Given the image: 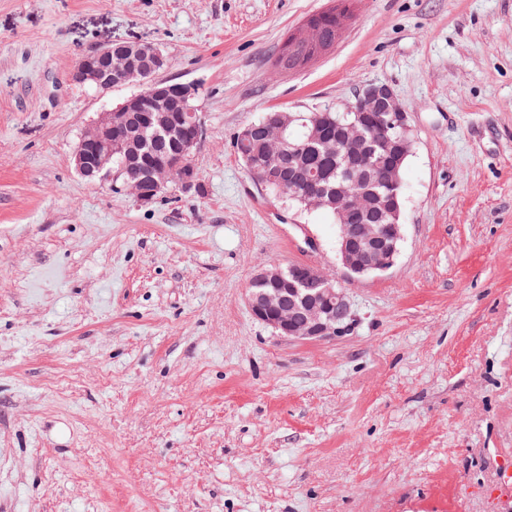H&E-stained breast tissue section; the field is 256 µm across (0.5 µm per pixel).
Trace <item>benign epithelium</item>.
<instances>
[{"label": "benign epithelium", "mask_w": 512, "mask_h": 512, "mask_svg": "<svg viewBox=\"0 0 512 512\" xmlns=\"http://www.w3.org/2000/svg\"><path fill=\"white\" fill-rule=\"evenodd\" d=\"M167 66L161 49L141 41H118L83 55L73 71V80L107 91L113 85L139 83L143 90L98 117L85 129L72 154V163L85 179L112 183V154L133 149L124 140L123 131L136 121L142 130L180 129L179 152L158 156L148 168L149 178H138L140 171L128 172L134 182H126L127 191L144 205L154 203L170 186L193 188L198 172L189 162L203 138V127L189 108L198 88L193 83L157 80L155 75ZM326 115L317 111L303 113L275 110L258 124L244 126L237 139L248 142L258 136L275 151L246 159V168L259 183L273 178L274 164L283 150L294 153L309 143L325 145L338 158H350L354 168L333 190L310 174L299 178H279L281 193L301 196L310 209L330 206L338 219L339 259L351 276L365 277L389 269L398 254L402 225L357 224L368 213L369 199L376 194L373 185L383 189L385 210L399 218L398 197L402 187L401 163L411 150L408 113L391 86L371 83L365 86L336 122V139H324ZM304 129L305 140L295 144L288 131ZM247 303L252 316L278 336L292 341H318L341 333L351 319V304L346 293L337 288L331 276L309 263L286 269L270 265L252 278Z\"/></svg>", "instance_id": "benign-epithelium-1"}]
</instances>
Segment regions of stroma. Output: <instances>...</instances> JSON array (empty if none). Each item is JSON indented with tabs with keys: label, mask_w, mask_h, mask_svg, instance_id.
I'll use <instances>...</instances> for the list:
<instances>
[{
	"label": "stroma",
	"mask_w": 512,
	"mask_h": 512,
	"mask_svg": "<svg viewBox=\"0 0 512 512\" xmlns=\"http://www.w3.org/2000/svg\"><path fill=\"white\" fill-rule=\"evenodd\" d=\"M335 43L277 64L310 16ZM156 43L198 86L200 187L150 205L71 154L139 92L70 79ZM409 114L394 265L347 277L326 213L254 182L235 137L271 110ZM313 263L343 334L277 336L257 269ZM512 0H0V512H512ZM289 38L281 46L278 54L277 62L279 66L285 70L297 69L306 65L312 57L314 58L319 53V47L313 44H300L293 47L288 46ZM295 47V48H294ZM294 51L298 57L297 62H292L288 55ZM311 58V59H310ZM310 59V60H309Z\"/></svg>",
	"instance_id": "1"
}]
</instances>
